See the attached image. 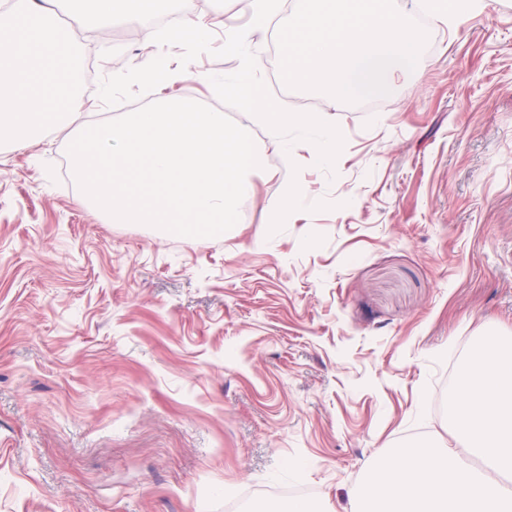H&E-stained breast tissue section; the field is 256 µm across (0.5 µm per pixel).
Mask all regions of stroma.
<instances>
[{"label":"stroma","mask_w":512,"mask_h":512,"mask_svg":"<svg viewBox=\"0 0 512 512\" xmlns=\"http://www.w3.org/2000/svg\"><path fill=\"white\" fill-rule=\"evenodd\" d=\"M416 68L348 104L290 90L285 109L337 125L334 170L295 147L253 176L249 219L211 238L113 224L81 202L62 121L32 151L0 147V512H356L399 445L457 447L448 373L512 339V0L449 27L420 0ZM243 27L250 0H194ZM96 78L182 50L66 26ZM326 210L267 206L290 180Z\"/></svg>","instance_id":"stroma-1"}]
</instances>
